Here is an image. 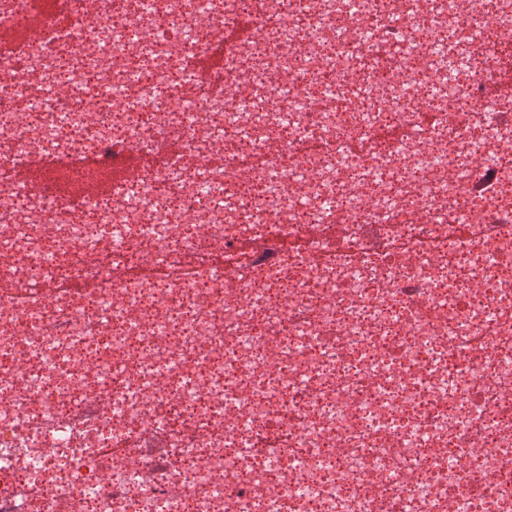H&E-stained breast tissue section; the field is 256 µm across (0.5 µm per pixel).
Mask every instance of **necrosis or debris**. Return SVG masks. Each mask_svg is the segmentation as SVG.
Listing matches in <instances>:
<instances>
[{"label": "necrosis or debris", "instance_id": "necrosis-or-debris-1", "mask_svg": "<svg viewBox=\"0 0 512 512\" xmlns=\"http://www.w3.org/2000/svg\"><path fill=\"white\" fill-rule=\"evenodd\" d=\"M61 7L66 31L0 51V512H512V100L474 110L512 0ZM245 13L223 84L190 83ZM170 133L180 153L115 200L12 183ZM327 202L336 228L284 248ZM460 208L475 224L443 222ZM151 262L170 278L125 277Z\"/></svg>", "mask_w": 512, "mask_h": 512}]
</instances>
